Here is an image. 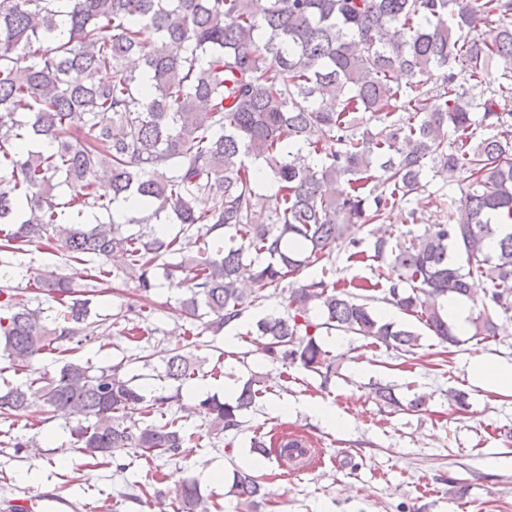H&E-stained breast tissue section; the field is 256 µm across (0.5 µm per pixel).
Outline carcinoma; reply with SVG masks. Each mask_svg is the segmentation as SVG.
Wrapping results in <instances>:
<instances>
[{
    "instance_id": "cac0c4a2",
    "label": "carcinoma",
    "mask_w": 512,
    "mask_h": 512,
    "mask_svg": "<svg viewBox=\"0 0 512 512\" xmlns=\"http://www.w3.org/2000/svg\"><path fill=\"white\" fill-rule=\"evenodd\" d=\"M477 14L497 24L494 42L472 34ZM102 70L109 82L87 79ZM435 70L438 93L422 79ZM43 141L48 151L33 149ZM103 168L108 199L96 189ZM429 172L463 190L445 220L378 234L367 250L346 241L349 225L382 224L423 195ZM268 182L276 190L261 193ZM128 200L136 214L116 219L113 204ZM497 216L512 221V0H270L259 13L252 0H0V267L38 243L90 266L100 284L134 278L146 295L183 274L182 314L218 336L346 242L352 261L378 263L377 282L323 266L291 289L286 313L256 322L271 360L326 385L336 364L324 331L401 354L419 345L411 326L375 313L377 301L456 347L443 302L473 300L479 276L491 287L470 338L496 335L493 314L512 311V232H499ZM125 224L141 229L125 234ZM116 251L120 271L108 268ZM34 288L52 295L54 313L31 306L28 288H0V359L26 374L0 387V417L64 416L71 447L92 459L125 449L176 458L195 436L190 416L162 411L169 396L145 404L123 363L36 371L38 356L82 344L92 299L53 271ZM160 361L159 380L183 384L207 359L174 348ZM263 396L248 380L230 401L206 396L196 415L218 439ZM305 445L256 435L250 452L295 461ZM227 494L251 508L265 498L243 468ZM177 498L176 512L218 508L189 481Z\"/></svg>"
}]
</instances>
